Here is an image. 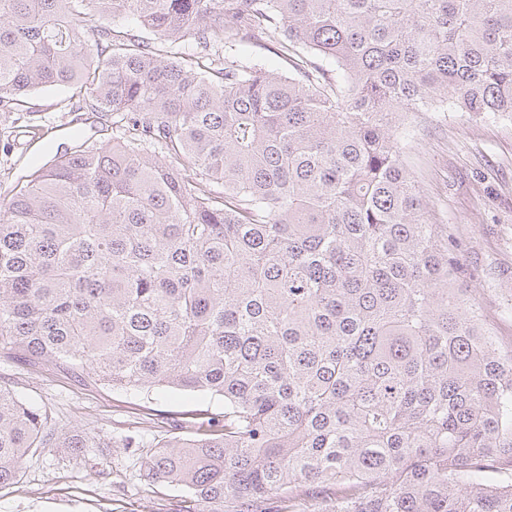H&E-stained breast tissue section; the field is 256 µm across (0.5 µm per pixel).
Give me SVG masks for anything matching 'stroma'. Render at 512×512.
<instances>
[{
	"label": "stroma",
	"mask_w": 512,
	"mask_h": 512,
	"mask_svg": "<svg viewBox=\"0 0 512 512\" xmlns=\"http://www.w3.org/2000/svg\"><path fill=\"white\" fill-rule=\"evenodd\" d=\"M63 88L31 94L32 118L0 127V199L13 180L46 160L44 145L64 148L94 130L64 111ZM406 160L431 211L429 220L448 225L461 258L476 270L473 297L500 342L512 344V114L477 119L466 112L408 117ZM0 384L37 408H49L59 427L77 425L113 436L154 437L176 425L221 417L224 403L190 394L158 391L133 396L93 383L85 373L55 365L0 358ZM141 448H90L71 458L63 448L33 450L20 480L0 491V512H171L180 488L144 477Z\"/></svg>",
	"instance_id": "35a3bbf8"
}]
</instances>
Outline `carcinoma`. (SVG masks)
Here are the masks:
<instances>
[{
    "instance_id": "obj_1",
    "label": "carcinoma",
    "mask_w": 512,
    "mask_h": 512,
    "mask_svg": "<svg viewBox=\"0 0 512 512\" xmlns=\"http://www.w3.org/2000/svg\"><path fill=\"white\" fill-rule=\"evenodd\" d=\"M233 36L293 72L213 59ZM53 86L103 140L0 201V357L224 418L111 438L0 387V489L35 448L136 446L172 512H290L307 484L323 512H512V345L401 135L512 114V0H0V114Z\"/></svg>"
}]
</instances>
